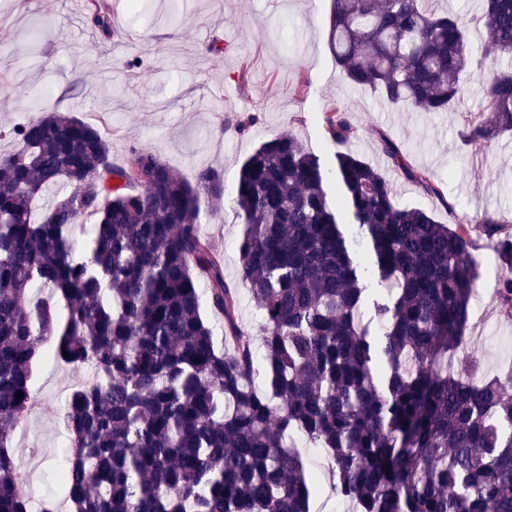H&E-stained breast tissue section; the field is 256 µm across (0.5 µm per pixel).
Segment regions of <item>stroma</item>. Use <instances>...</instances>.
<instances>
[{"mask_svg":"<svg viewBox=\"0 0 512 512\" xmlns=\"http://www.w3.org/2000/svg\"><path fill=\"white\" fill-rule=\"evenodd\" d=\"M115 30L103 36L87 19L83 0H0V126L11 128L46 107L95 122L112 142V159L129 147L156 154L186 178L220 169L233 187L244 159L259 142L280 134L333 156L314 119V107L342 104L358 136L352 144L393 183L396 200L448 223L450 215L476 221L491 213L512 226V136L478 145L463 140L471 117L485 106L480 90L445 112H408L385 105L377 93L351 85L328 45L330 0H112ZM142 67H132L133 59ZM308 74V93L296 91ZM242 112L257 115L246 134L233 130ZM396 142L410 166L433 173L440 195L405 180L377 148L379 134ZM454 211H447V204ZM224 259L239 291V318L254 327L256 314L242 278L234 242L243 220L225 195L215 216L200 226ZM480 279L472 300L466 354L488 374L512 367V318L499 310L492 286L500 273L493 245L474 239ZM76 376L44 351L35 372L36 403L13 433L21 463V494L30 504L52 498L67 512L59 473L65 459L61 420ZM296 444L316 476L313 512H352L330 488L329 460L305 439Z\"/></svg>","mask_w":512,"mask_h":512,"instance_id":"1","label":"stroma"}]
</instances>
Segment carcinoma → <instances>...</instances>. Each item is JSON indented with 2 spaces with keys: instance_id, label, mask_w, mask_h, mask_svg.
Listing matches in <instances>:
<instances>
[{
  "instance_id": "carcinoma-1",
  "label": "carcinoma",
  "mask_w": 512,
  "mask_h": 512,
  "mask_svg": "<svg viewBox=\"0 0 512 512\" xmlns=\"http://www.w3.org/2000/svg\"><path fill=\"white\" fill-rule=\"evenodd\" d=\"M430 2L332 0L330 48L346 79L394 107L446 112L468 92V23L488 31L482 60L512 54V0H482L468 21ZM84 7L111 36L110 0ZM480 79L487 116L463 138L481 144L512 132V66ZM318 120L334 144L357 137L339 104ZM6 137L16 147L0 150V512H29L11 440L47 344L95 374L62 414L71 512H310L317 480L299 436L327 453L354 512H512V374L489 376L476 357L438 369L470 320L471 225L400 206L349 148L329 165L291 134L265 140L233 197L258 315L248 333L200 230L224 205L221 171L188 181L136 147L116 164L101 129L72 112L45 110ZM378 149L441 195L387 135ZM55 186L65 192L41 207ZM477 227L496 244L493 292L512 317V228L487 214ZM375 284L388 297L365 321ZM204 296L233 347L218 348Z\"/></svg>"
}]
</instances>
